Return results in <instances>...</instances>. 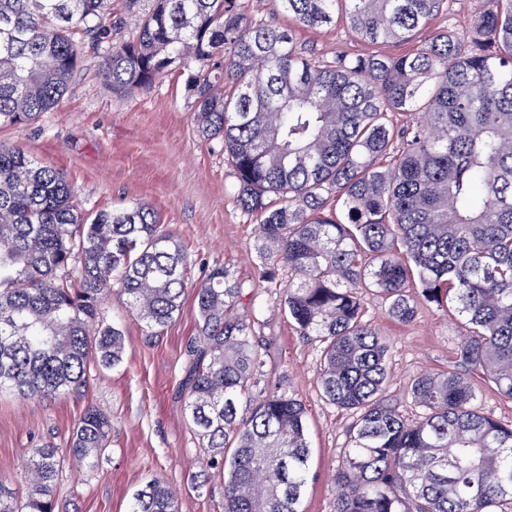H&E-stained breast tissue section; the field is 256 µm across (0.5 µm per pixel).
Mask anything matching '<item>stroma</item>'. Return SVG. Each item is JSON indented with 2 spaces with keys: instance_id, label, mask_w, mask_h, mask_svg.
Segmentation results:
<instances>
[{
  "instance_id": "35a3bbf8",
  "label": "stroma",
  "mask_w": 512,
  "mask_h": 512,
  "mask_svg": "<svg viewBox=\"0 0 512 512\" xmlns=\"http://www.w3.org/2000/svg\"><path fill=\"white\" fill-rule=\"evenodd\" d=\"M484 3L444 0L441 12L411 41L388 43L381 50L414 52L450 23L466 30ZM295 42L304 58L316 60L370 49L340 21L297 30ZM102 56V50L86 47L83 65L59 108L33 124L0 128V145L22 148L62 170L84 212L136 202L152 207L161 230L187 256L182 308L162 335L150 338L124 296L113 293L103 316L125 334L119 368L94 372L86 387L49 402L0 396V482L26 496L27 462L34 448L47 441L67 448L85 409L93 405L112 420L108 448L92 466L65 459L54 489V512H130L133 493L155 477L174 492L179 512H219L223 473L211 472L203 488L192 486L196 463L207 450L189 427L181 383L190 364L188 345L197 334L196 290L218 266L245 285L258 283L260 218L237 206L221 142L198 134L187 73L172 71L152 88L120 97L99 74ZM410 294L417 299L416 317L402 323L388 314L375 292L359 291L364 320L390 344L385 395L400 414L413 419L421 413L410 396L413 381L426 372L458 370V344L467 327L452 310L419 299L418 288ZM258 302L260 385L307 408L310 460L302 512H334L333 475L351 445L356 415L322 397L320 345L300 336L278 295L261 294Z\"/></svg>"
}]
</instances>
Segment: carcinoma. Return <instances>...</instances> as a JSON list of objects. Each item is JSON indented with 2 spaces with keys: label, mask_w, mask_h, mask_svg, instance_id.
Returning <instances> with one entry per match:
<instances>
[{
  "label": "carcinoma",
  "mask_w": 512,
  "mask_h": 512,
  "mask_svg": "<svg viewBox=\"0 0 512 512\" xmlns=\"http://www.w3.org/2000/svg\"><path fill=\"white\" fill-rule=\"evenodd\" d=\"M294 27L341 19L371 45L409 41L443 0H275ZM136 37L112 45L125 18L109 0H0V127L29 124L70 91L84 41L106 46L101 75L116 95L146 89L172 65L190 71L198 132L218 139L241 211L261 217L260 278L300 335L322 345L319 385L357 416L335 472V512H497L512 503V424L481 414L474 379L512 398V0H486L461 34L450 26L414 53L310 62L293 27L246 12L244 0H125ZM234 90L221 92L227 83ZM410 120L399 125L394 117ZM278 197V204L269 200ZM334 197L341 213L328 209ZM370 257L372 264L363 263ZM186 256L135 203L88 215L59 170L0 145V393L52 400L86 385L91 366L123 361L124 333L100 327L112 288L147 335L181 310ZM452 305L470 332L465 372L411 385L415 421L385 402V339L362 319L358 290L415 318L407 294ZM244 284L212 270L196 292L199 336L184 382L190 426L208 454L193 475L224 474L223 512H301L310 448L307 409L252 396L262 362L255 320L236 313ZM112 424L90 407L68 453L96 463ZM233 449L231 458L225 450ZM61 459L34 449L32 488L0 482V512H53ZM130 512H178L160 479Z\"/></svg>",
  "instance_id": "1"
}]
</instances>
